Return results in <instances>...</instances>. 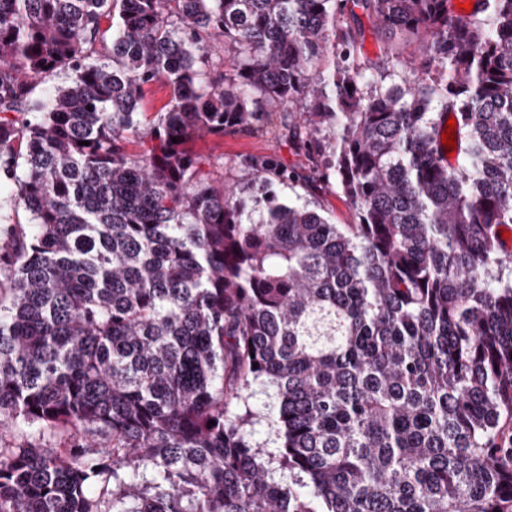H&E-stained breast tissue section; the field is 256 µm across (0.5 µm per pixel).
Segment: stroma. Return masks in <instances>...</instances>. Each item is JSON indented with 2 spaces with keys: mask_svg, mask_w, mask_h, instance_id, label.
<instances>
[{
  "mask_svg": "<svg viewBox=\"0 0 512 512\" xmlns=\"http://www.w3.org/2000/svg\"><path fill=\"white\" fill-rule=\"evenodd\" d=\"M295 123L292 113L281 112L274 123L255 120L245 126L228 127L221 135L195 139L189 147L209 159L215 183L238 184L250 173L249 161L269 163L284 169L289 177L288 182L275 187L279 198L309 203L333 223H353L354 211L337 190L335 178L324 175L320 161L313 158L301 138L284 137L285 126ZM274 401L273 388L253 385L249 402L257 413L254 439L269 451L278 445Z\"/></svg>",
  "mask_w": 512,
  "mask_h": 512,
  "instance_id": "35a3bbf8",
  "label": "stroma"
}]
</instances>
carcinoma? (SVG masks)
<instances>
[{
  "mask_svg": "<svg viewBox=\"0 0 512 512\" xmlns=\"http://www.w3.org/2000/svg\"><path fill=\"white\" fill-rule=\"evenodd\" d=\"M278 112L354 223L188 148ZM0 171V512H512V0H0ZM364 28V40L359 52L361 60L370 61L382 65L386 59L383 49L386 44L383 38L374 30L373 23L366 17H362ZM169 100V91L160 84L149 86L141 102L139 111L144 113L147 119L153 120L157 112H161ZM249 403L257 412V421L254 425V439L268 451H274L278 446L276 423L272 413V405L275 401L274 390L261 383H255L252 387Z\"/></svg>",
  "mask_w": 512,
  "mask_h": 512,
  "instance_id": "carcinoma-1",
  "label": "carcinoma"
}]
</instances>
